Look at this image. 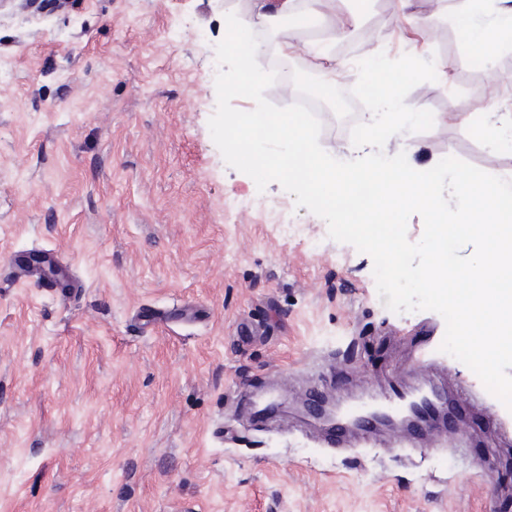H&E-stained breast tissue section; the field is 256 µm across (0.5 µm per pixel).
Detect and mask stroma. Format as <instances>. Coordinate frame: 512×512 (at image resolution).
Instances as JSON below:
<instances>
[{"mask_svg": "<svg viewBox=\"0 0 512 512\" xmlns=\"http://www.w3.org/2000/svg\"><path fill=\"white\" fill-rule=\"evenodd\" d=\"M456 0H371L329 53L445 61L411 107L435 124L395 141L427 170L453 156L512 174L469 126L512 88V43L471 70ZM252 0H9L0 8V268L54 252L66 292L0 283V512H512V410L441 351L443 318L395 313L373 260L280 184L258 191L208 122L225 16ZM284 207L296 232L267 221ZM191 302L206 319L142 335L138 313ZM434 325L458 434L391 432L347 448L303 421L301 393L347 401L415 384L389 337ZM277 383L254 424L243 398Z\"/></svg>", "mask_w": 512, "mask_h": 512, "instance_id": "1", "label": "stroma"}]
</instances>
